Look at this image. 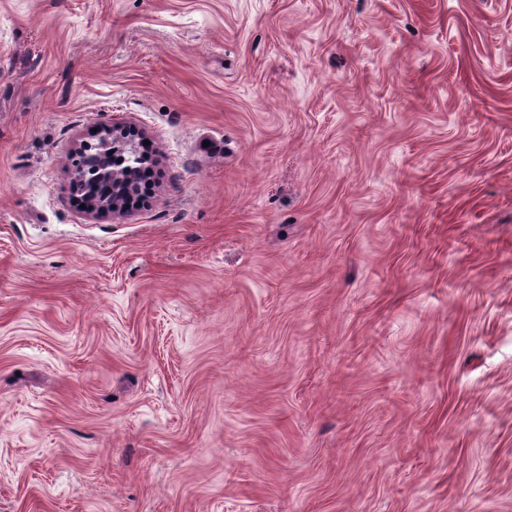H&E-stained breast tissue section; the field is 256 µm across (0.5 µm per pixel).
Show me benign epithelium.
I'll return each mask as SVG.
<instances>
[{"instance_id":"1","label":"benign epithelium","mask_w":512,"mask_h":512,"mask_svg":"<svg viewBox=\"0 0 512 512\" xmlns=\"http://www.w3.org/2000/svg\"><path fill=\"white\" fill-rule=\"evenodd\" d=\"M138 133L116 124H103L95 139L80 144L73 184L84 194V208L105 215L125 210L122 197L139 188V179L150 159L136 143Z\"/></svg>"}]
</instances>
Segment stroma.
<instances>
[{
	"mask_svg": "<svg viewBox=\"0 0 512 512\" xmlns=\"http://www.w3.org/2000/svg\"><path fill=\"white\" fill-rule=\"evenodd\" d=\"M0 512H512V0H0ZM137 137L130 127L103 124L93 141L80 144L73 184L84 194L86 210L112 216L124 212L122 197L138 190L140 175L150 163L140 151ZM105 154L112 155V165H94Z\"/></svg>",
	"mask_w": 512,
	"mask_h": 512,
	"instance_id": "stroma-1",
	"label": "stroma"
}]
</instances>
